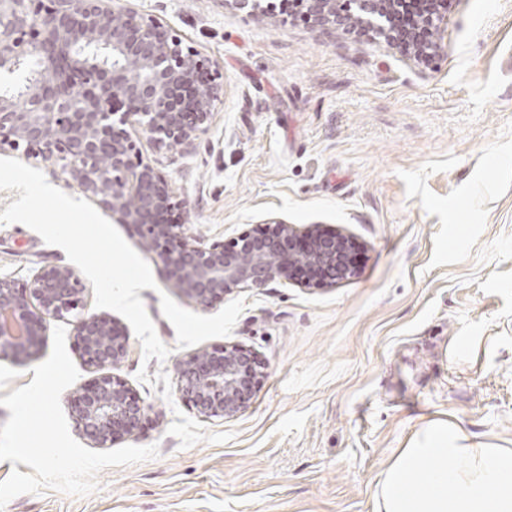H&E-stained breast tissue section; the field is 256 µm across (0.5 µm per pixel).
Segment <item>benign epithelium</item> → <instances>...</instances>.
<instances>
[{"instance_id": "7a95c632", "label": "benign epithelium", "mask_w": 512, "mask_h": 512, "mask_svg": "<svg viewBox=\"0 0 512 512\" xmlns=\"http://www.w3.org/2000/svg\"><path fill=\"white\" fill-rule=\"evenodd\" d=\"M306 0L312 23L331 37L370 30L395 42L389 20L407 0ZM421 24L438 33L448 0H425ZM32 61L23 106L0 95V150H23L57 166L126 224L163 265L173 288L203 308L242 288H266L288 268L303 282L334 285L355 276L352 239L319 224L271 218L229 243L203 245L183 225L163 221L175 207L167 179L137 155L126 131L139 127L160 145H187L206 131L218 101L215 78L175 31L114 0H0V73ZM84 287L68 266L47 264L19 284L0 276V360L38 354L50 323L73 317L85 366L96 372L73 396L76 430L107 448L144 427L150 408L112 373L130 354L112 317L84 311ZM177 391L204 418L232 419L252 403L261 362L248 347L222 345L176 360Z\"/></svg>"}]
</instances>
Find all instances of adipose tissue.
<instances>
[{"mask_svg": "<svg viewBox=\"0 0 512 512\" xmlns=\"http://www.w3.org/2000/svg\"><path fill=\"white\" fill-rule=\"evenodd\" d=\"M375 512H512V448L432 421L378 475Z\"/></svg>", "mask_w": 512, "mask_h": 512, "instance_id": "obj_1", "label": "adipose tissue"}]
</instances>
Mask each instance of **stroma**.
<instances>
[{"label":"stroma","instance_id":"obj_1","mask_svg":"<svg viewBox=\"0 0 512 512\" xmlns=\"http://www.w3.org/2000/svg\"><path fill=\"white\" fill-rule=\"evenodd\" d=\"M118 4L180 34L219 86L192 145L129 130L171 186V223L207 245L272 217L326 225L355 240L357 274L284 277L205 309L148 258L156 286L138 295L170 353L148 360L133 341L118 374L151 408L130 443L157 457L0 512H372L378 475L427 421L512 443V0H448L427 63L234 0ZM68 262L0 225L1 275ZM224 343L251 348L264 376L244 413L205 419L173 366Z\"/></svg>","mask_w":512,"mask_h":512}]
</instances>
